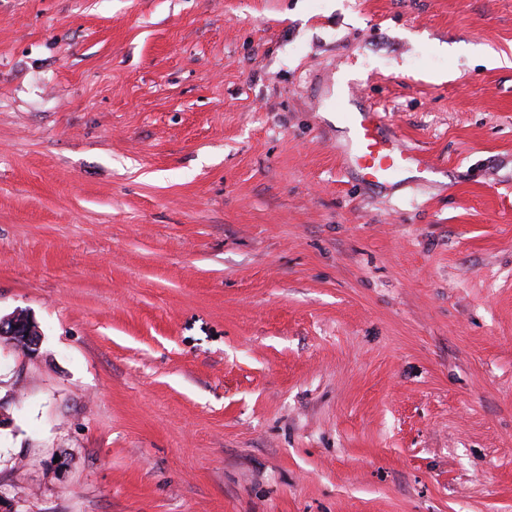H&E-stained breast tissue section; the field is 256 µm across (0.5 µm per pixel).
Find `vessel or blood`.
<instances>
[{"label": "vessel or blood", "mask_w": 512, "mask_h": 512, "mask_svg": "<svg viewBox=\"0 0 512 512\" xmlns=\"http://www.w3.org/2000/svg\"><path fill=\"white\" fill-rule=\"evenodd\" d=\"M354 98L351 91L340 98L345 153L363 181L389 184L398 172L418 164L419 159L398 138L385 133L382 116L375 108L356 106Z\"/></svg>", "instance_id": "1"}]
</instances>
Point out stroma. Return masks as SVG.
<instances>
[{
    "instance_id": "obj_1",
    "label": "stroma",
    "mask_w": 512,
    "mask_h": 512,
    "mask_svg": "<svg viewBox=\"0 0 512 512\" xmlns=\"http://www.w3.org/2000/svg\"><path fill=\"white\" fill-rule=\"evenodd\" d=\"M17 313L13 512H512V0H0ZM354 91L339 92L342 112L336 117L345 123V153L362 180L371 185H386L396 174L413 165H427L395 136L384 132L380 112L357 107Z\"/></svg>"
}]
</instances>
